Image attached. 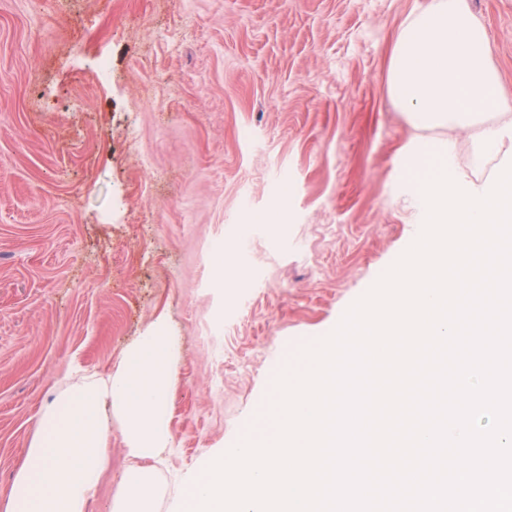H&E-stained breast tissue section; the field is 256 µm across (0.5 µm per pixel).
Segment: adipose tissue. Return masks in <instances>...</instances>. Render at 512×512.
Listing matches in <instances>:
<instances>
[{"label":"adipose tissue","mask_w":512,"mask_h":512,"mask_svg":"<svg viewBox=\"0 0 512 512\" xmlns=\"http://www.w3.org/2000/svg\"><path fill=\"white\" fill-rule=\"evenodd\" d=\"M174 356L167 325L155 323L125 350L108 381L74 386L49 402L5 512H84L113 428L133 456L156 457L169 441ZM160 495L153 470L131 469L110 512H157Z\"/></svg>","instance_id":"obj_1"}]
</instances>
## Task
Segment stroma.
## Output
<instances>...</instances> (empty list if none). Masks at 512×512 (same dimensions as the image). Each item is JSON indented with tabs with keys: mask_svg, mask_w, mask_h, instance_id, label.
Wrapping results in <instances>:
<instances>
[{
	"mask_svg": "<svg viewBox=\"0 0 512 512\" xmlns=\"http://www.w3.org/2000/svg\"><path fill=\"white\" fill-rule=\"evenodd\" d=\"M431 0H0V505L42 408L176 338L171 444L120 431L86 512L155 470L178 512L276 374L403 252L411 150L391 99ZM512 93V0H467ZM107 78H100L101 65Z\"/></svg>",
	"mask_w": 512,
	"mask_h": 512,
	"instance_id": "stroma-1",
	"label": "stroma"
}]
</instances>
